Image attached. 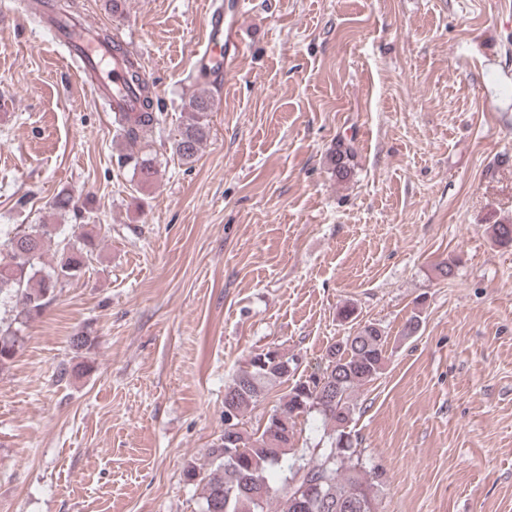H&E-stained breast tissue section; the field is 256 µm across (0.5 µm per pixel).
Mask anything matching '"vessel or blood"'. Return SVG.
I'll return each instance as SVG.
<instances>
[{
  "mask_svg": "<svg viewBox=\"0 0 512 512\" xmlns=\"http://www.w3.org/2000/svg\"><path fill=\"white\" fill-rule=\"evenodd\" d=\"M251 0H209L204 13L203 37L190 54L192 74L198 82H222L247 47L242 38V21L250 12ZM46 49L56 53L64 65H76L84 85L110 111L134 113L142 104L137 86L126 68L129 43L113 47L99 41L97 26L89 17L42 13Z\"/></svg>",
  "mask_w": 512,
  "mask_h": 512,
  "instance_id": "1",
  "label": "vessel or blood"
}]
</instances>
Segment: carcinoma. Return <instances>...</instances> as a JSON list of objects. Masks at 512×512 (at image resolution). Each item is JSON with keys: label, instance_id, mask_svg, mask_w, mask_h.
I'll use <instances>...</instances> for the list:
<instances>
[{"label": "carcinoma", "instance_id": "carcinoma-1", "mask_svg": "<svg viewBox=\"0 0 512 512\" xmlns=\"http://www.w3.org/2000/svg\"><path fill=\"white\" fill-rule=\"evenodd\" d=\"M150 90L142 100L144 112L135 124L117 120V133L131 152L119 159L130 164L143 184L151 182L156 170L150 159L133 152L160 124L162 113L150 111ZM212 98L207 92L194 95L186 106V116L174 139L179 157L191 163L207 141ZM352 148L338 142L330 157L336 178L350 176ZM56 214L67 215L73 224H34L15 228L4 241L0 253V306L10 305L14 319L0 318V369L15 358L21 341V325L40 316L57 286L77 277L97 247L83 236L79 244L64 243L52 273L39 269L46 247L55 237H65L82 227L85 215L73 197L62 192L53 202ZM387 337L377 325L360 327L326 350L324 368L295 381L280 397L265 424L253 431L243 428L244 413L262 401L269 388L288 381L297 369L286 355L251 353L231 377L224 391V416L233 422L209 448V466L190 464L184 471L191 484L202 486V512H376L375 475L354 461L355 450L349 424L355 410L352 395L383 370ZM316 413L333 425L326 446L317 449L319 459L299 467L288 478V488L279 492L271 484L269 472L294 447L296 421ZM294 508H288L290 498Z\"/></svg>", "mask_w": 512, "mask_h": 512}]
</instances>
